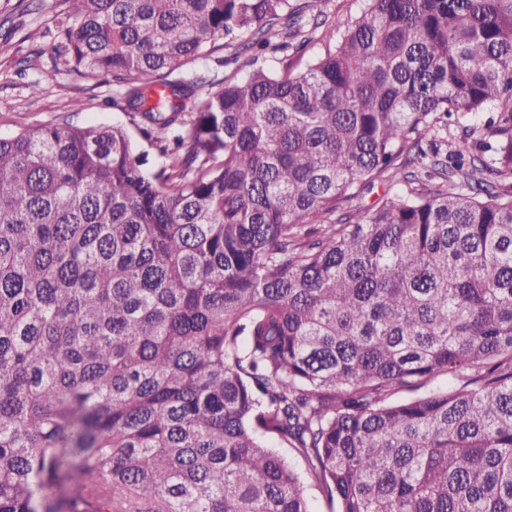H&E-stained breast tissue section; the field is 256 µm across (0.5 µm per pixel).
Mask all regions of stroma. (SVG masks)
Instances as JSON below:
<instances>
[{
	"label": "stroma",
	"instance_id": "stroma-1",
	"mask_svg": "<svg viewBox=\"0 0 512 512\" xmlns=\"http://www.w3.org/2000/svg\"><path fill=\"white\" fill-rule=\"evenodd\" d=\"M55 21L50 8L26 12L19 0H0V137L40 124L130 126L112 103L111 76L87 78L56 63Z\"/></svg>",
	"mask_w": 512,
	"mask_h": 512
}]
</instances>
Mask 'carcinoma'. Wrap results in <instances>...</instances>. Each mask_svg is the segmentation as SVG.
I'll return each mask as SVG.
<instances>
[{
	"label": "carcinoma",
	"instance_id": "obj_1",
	"mask_svg": "<svg viewBox=\"0 0 512 512\" xmlns=\"http://www.w3.org/2000/svg\"><path fill=\"white\" fill-rule=\"evenodd\" d=\"M56 7L148 149L0 139V512H512V0ZM313 4L307 9L308 15L323 14L330 19L348 21L360 8V0H308ZM246 62L244 57H241L238 62L229 64L228 66H219L214 60H208L205 63L186 65L174 72L175 77H182L184 79H192L196 74H202L209 71V75L216 79L224 78V74L231 73L237 67ZM247 67L242 66L240 73L242 74Z\"/></svg>",
	"mask_w": 512,
	"mask_h": 512
}]
</instances>
